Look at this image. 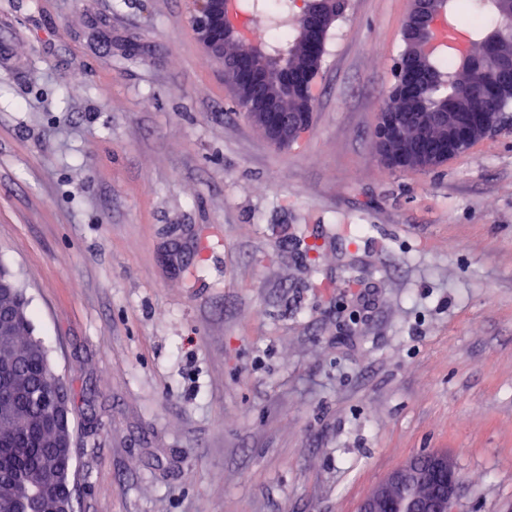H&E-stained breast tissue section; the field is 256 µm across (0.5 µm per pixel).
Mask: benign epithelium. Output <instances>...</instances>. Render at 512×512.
Segmentation results:
<instances>
[{"mask_svg":"<svg viewBox=\"0 0 512 512\" xmlns=\"http://www.w3.org/2000/svg\"><path fill=\"white\" fill-rule=\"evenodd\" d=\"M341 0H306V8L295 19L301 45L298 62L289 68L276 65L279 55L253 42L244 17L234 11V0H193L191 24L204 53L222 62L224 79L232 87L238 108L249 113L264 137L279 148L294 144L313 121L316 104L310 85L321 66L325 34L336 19ZM440 0H413L403 37L406 49L401 56L396 82L387 97L375 130L378 158L389 168L410 167L433 170L472 146L502 121L498 112H481L485 85L512 72V58L497 56V65L483 66V82L469 81L460 88L474 111L458 112L445 106L440 112L419 111L423 88L437 84L427 65V56L436 40L435 18ZM248 44L242 53H230L233 44ZM0 297L11 300L0 306V335L12 336L28 325V300L18 288L10 270L0 261ZM30 349L43 359L41 389L48 407L42 424L54 434L53 451L75 456L71 435L72 409L67 390L52 370L45 348L38 339ZM24 362L8 342L0 343V399L25 402L31 393L14 383L17 369ZM45 470L35 469L26 477L32 497L53 495L52 512H75L70 494L57 495L54 485L69 488L76 470H58L54 483L43 481ZM460 479L448 455L426 454L411 460L394 472L360 504L358 512H454Z\"/></svg>","mask_w":512,"mask_h":512,"instance_id":"obj_1","label":"benign epithelium"}]
</instances>
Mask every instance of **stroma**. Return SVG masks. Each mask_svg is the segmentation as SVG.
I'll use <instances>...</instances> for the list:
<instances>
[{"label":"stroma","mask_w":512,"mask_h":512,"mask_svg":"<svg viewBox=\"0 0 512 512\" xmlns=\"http://www.w3.org/2000/svg\"><path fill=\"white\" fill-rule=\"evenodd\" d=\"M411 6L349 0L281 149L190 0H0V261L72 399L77 512H357L426 451L456 512H512V123L378 160Z\"/></svg>","instance_id":"obj_1"}]
</instances>
